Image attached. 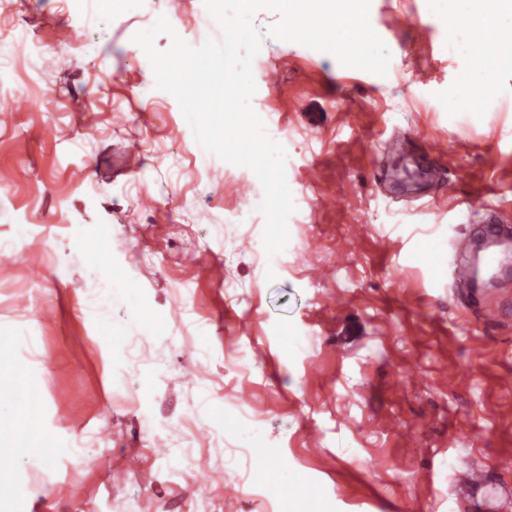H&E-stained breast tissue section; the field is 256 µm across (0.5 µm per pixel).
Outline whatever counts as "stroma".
Instances as JSON below:
<instances>
[{"instance_id":"35a3bbf8","label":"stroma","mask_w":512,"mask_h":512,"mask_svg":"<svg viewBox=\"0 0 512 512\" xmlns=\"http://www.w3.org/2000/svg\"><path fill=\"white\" fill-rule=\"evenodd\" d=\"M200 4L151 0L100 27L63 0H0V170L15 176L0 186V337L31 340L47 368L41 408L16 409L21 363L0 349V412L60 418L94 455L56 460L54 482L32 479L0 512H136L144 497L154 512H476L457 471L483 466L512 489V275L492 283L501 316L487 323L450 268L487 208L512 225V59L467 70L460 2L371 0L384 77L267 37L279 16L255 13L250 105L286 151L305 243L270 283L252 171L217 167L198 184L179 105L130 42L175 9L177 33L201 45ZM458 88L501 104L449 112ZM392 137L407 140L403 157L382 154ZM429 147L433 169L420 163ZM377 156L379 189L367 180ZM94 225L111 228L166 326L145 412L117 404L123 386L105 378L78 310L89 266L71 240ZM217 416L229 432L245 418L309 499L253 485L250 461L217 451ZM186 420L203 434L185 462L172 450ZM189 466L234 496L175 478Z\"/></svg>"}]
</instances>
